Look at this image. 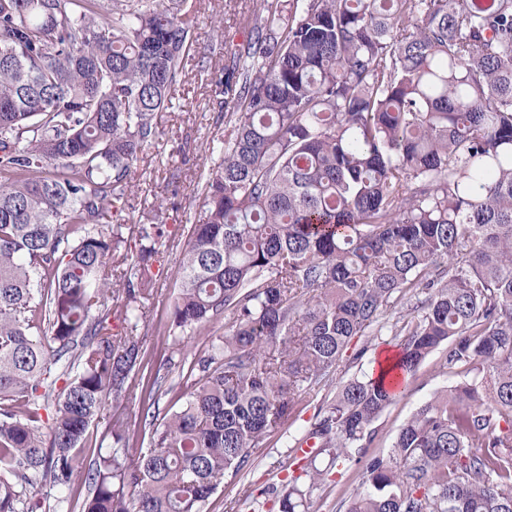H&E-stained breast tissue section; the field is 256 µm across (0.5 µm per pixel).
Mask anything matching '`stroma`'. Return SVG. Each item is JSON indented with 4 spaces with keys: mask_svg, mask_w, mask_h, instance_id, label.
<instances>
[{
    "mask_svg": "<svg viewBox=\"0 0 512 512\" xmlns=\"http://www.w3.org/2000/svg\"><path fill=\"white\" fill-rule=\"evenodd\" d=\"M260 0H187L188 8L198 17L195 31L196 50L185 61V67L174 87L172 102L160 113L159 134L146 148L134 166L127 187L133 211L152 209L157 223L180 231L183 224L198 223L205 214L199 174L220 155L224 146V121L220 115L221 97L215 82L224 64L226 51L241 47L248 31L240 20L252 14ZM187 142L185 153H171L172 144ZM177 253L167 255L155 285L153 313L143 327L146 335V356L149 362L144 373L135 377L146 383L154 375L164 379V393L159 400L160 412L178 407L184 391L176 366L182 356L204 355L210 348L212 334L222 333L223 323L211 325L208 332L185 337L169 333L171 306L178 292L175 278ZM361 357L344 356L337 371L339 380L362 377L368 373L375 357L382 350L394 348L390 334L364 336L357 343ZM173 367H166V360ZM452 376L441 366L440 353H433L420 366L413 383L374 424V441L370 454L387 455L394 437L404 422L432 395L450 385ZM318 401L301 403L296 415L287 420L254 451L246 466L233 478H226L224 487L209 502V512H279L275 497H267L264 507L253 506L248 493L274 487L281 488L293 468L295 437L304 434L314 423ZM358 470L333 475L315 491L311 512H339L342 502L360 488Z\"/></svg>",
    "mask_w": 512,
    "mask_h": 512,
    "instance_id": "stroma-1",
    "label": "stroma"
}]
</instances>
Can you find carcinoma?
<instances>
[{"mask_svg":"<svg viewBox=\"0 0 512 512\" xmlns=\"http://www.w3.org/2000/svg\"><path fill=\"white\" fill-rule=\"evenodd\" d=\"M184 0H0V512H208L226 475L386 327L415 377L447 347L457 381L369 456L396 399L339 383L279 496L309 512L361 467L343 512H512V0H261L230 53L224 151L206 216L176 238L130 224L126 186L193 48ZM180 249L171 327L181 406L129 453L108 402L137 391L163 258ZM105 423L92 463L89 430ZM358 469L335 474L312 497L310 512H339L341 503L360 489Z\"/></svg>","mask_w":512,"mask_h":512,"instance_id":"cac0c4a2","label":"carcinoma"}]
</instances>
